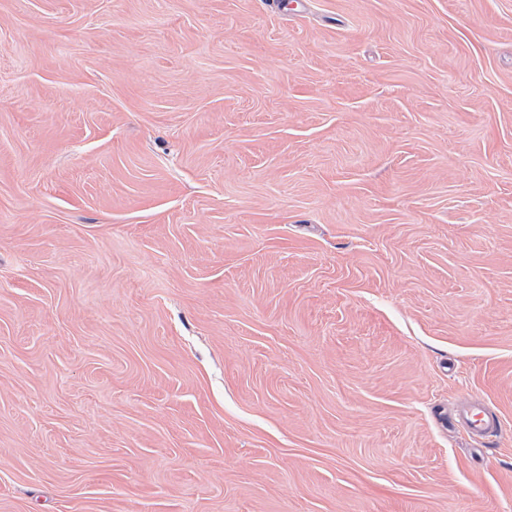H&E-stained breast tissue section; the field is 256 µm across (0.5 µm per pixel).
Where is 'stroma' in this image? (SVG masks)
Wrapping results in <instances>:
<instances>
[{"label":"stroma","instance_id":"stroma-1","mask_svg":"<svg viewBox=\"0 0 512 512\" xmlns=\"http://www.w3.org/2000/svg\"><path fill=\"white\" fill-rule=\"evenodd\" d=\"M284 2L0 0V512H512V0ZM458 419L476 439L496 435L500 431L499 421L480 400H475L461 408Z\"/></svg>","mask_w":512,"mask_h":512}]
</instances>
